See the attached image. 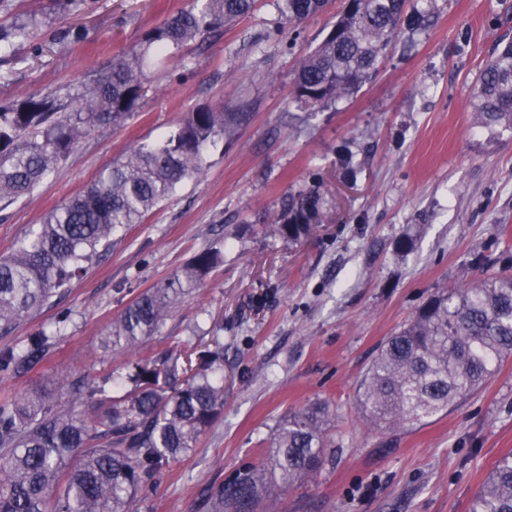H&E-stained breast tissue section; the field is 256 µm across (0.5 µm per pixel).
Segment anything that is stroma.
Masks as SVG:
<instances>
[{
	"label": "stroma",
	"instance_id": "stroma-1",
	"mask_svg": "<svg viewBox=\"0 0 512 512\" xmlns=\"http://www.w3.org/2000/svg\"><path fill=\"white\" fill-rule=\"evenodd\" d=\"M188 0H0V28L37 12L32 37L0 57V104L59 88L139 48L144 32ZM343 0L301 25L277 0L223 33L152 54L149 90L120 122L92 128L67 161L5 211L0 255L113 161L160 140L183 113H245L208 146L202 173L132 225L60 300L19 321L0 347L56 332L34 369L0 376L23 391L60 370L99 378L126 354L103 345L118 313L200 250L224 261L175 309L141 353L195 333L224 342V412L198 446L170 461L153 512H199V495L255 462L288 412L328 403L326 462L274 512H469L496 461L512 454V357L464 402L428 423L381 432L359 412L358 386L381 345L430 295L512 265V136L473 122L472 93L499 42L512 41V0H433L424 28L400 29L376 72L335 107L290 100L298 64L330 31ZM321 199L297 240L269 237L285 204ZM414 246L405 251L403 238ZM70 317L56 330L60 311Z\"/></svg>",
	"mask_w": 512,
	"mask_h": 512
}]
</instances>
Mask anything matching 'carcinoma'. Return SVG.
<instances>
[{"instance_id":"1","label":"carcinoma","mask_w":512,"mask_h":512,"mask_svg":"<svg viewBox=\"0 0 512 512\" xmlns=\"http://www.w3.org/2000/svg\"><path fill=\"white\" fill-rule=\"evenodd\" d=\"M255 0H190L149 29L138 51L77 90L28 95L0 105V212L49 178L89 129L131 112L146 89L153 49L178 50L243 17ZM329 0H279L299 24ZM405 0H348L322 42L299 64L292 102L331 108L372 73L402 25ZM37 20L0 28V49L30 38ZM477 124L512 132V41L498 45L473 91ZM238 112L200 107L156 145L133 147L97 181L52 210L0 258V335L70 287L132 224H141L187 179L205 148L230 139ZM267 233L297 240L320 220L314 191L284 206ZM210 246L140 293L112 320L105 345L132 350L163 327L182 300L223 262ZM53 335L39 328L21 348H0V375L44 361ZM512 355V274H489L467 288L442 289L382 346L362 379L363 417L382 432L424 424L481 388ZM122 395L117 396L115 392ZM224 410V343L178 339L152 359L133 358L116 377L50 372L23 392L0 394V512H151L149 492L171 459L196 447ZM331 423L326 403L307 405L277 426L262 458L202 493L201 512H260L324 465ZM471 512H512V455L499 458Z\"/></svg>"}]
</instances>
